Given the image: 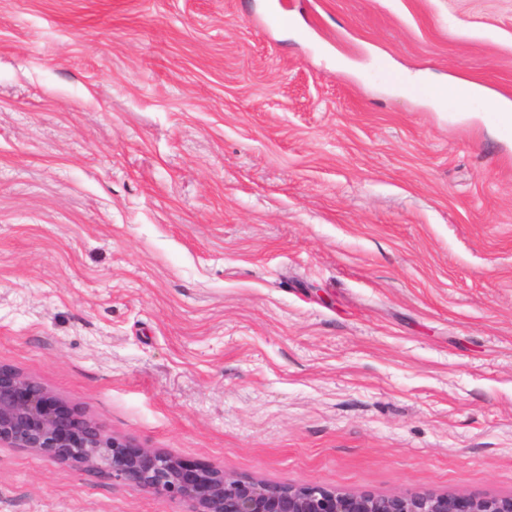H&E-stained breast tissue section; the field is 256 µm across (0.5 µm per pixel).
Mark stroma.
<instances>
[{"mask_svg":"<svg viewBox=\"0 0 512 512\" xmlns=\"http://www.w3.org/2000/svg\"><path fill=\"white\" fill-rule=\"evenodd\" d=\"M512 0H0V365L280 486L512 494ZM0 512H189L0 447ZM456 101L465 108H472L474 103L486 105L485 99L478 85L467 81H458L450 90Z\"/></svg>","mask_w":512,"mask_h":512,"instance_id":"1","label":"stroma"}]
</instances>
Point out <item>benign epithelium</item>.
Returning <instances> with one entry per match:
<instances>
[{
	"mask_svg": "<svg viewBox=\"0 0 512 512\" xmlns=\"http://www.w3.org/2000/svg\"><path fill=\"white\" fill-rule=\"evenodd\" d=\"M29 448L55 461L128 481L191 512H512V495L350 494L319 485L276 486L220 468L191 467L167 453L108 434L20 373L0 366V445Z\"/></svg>",
	"mask_w": 512,
	"mask_h": 512,
	"instance_id": "7a95c632",
	"label": "benign epithelium"
}]
</instances>
